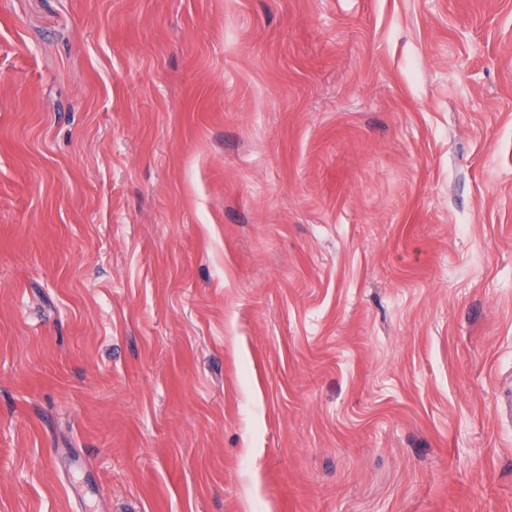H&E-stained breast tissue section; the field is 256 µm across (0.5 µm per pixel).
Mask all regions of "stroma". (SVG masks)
<instances>
[{"instance_id":"1","label":"stroma","mask_w":512,"mask_h":512,"mask_svg":"<svg viewBox=\"0 0 512 512\" xmlns=\"http://www.w3.org/2000/svg\"><path fill=\"white\" fill-rule=\"evenodd\" d=\"M509 398L512 0H0V512H512Z\"/></svg>"}]
</instances>
